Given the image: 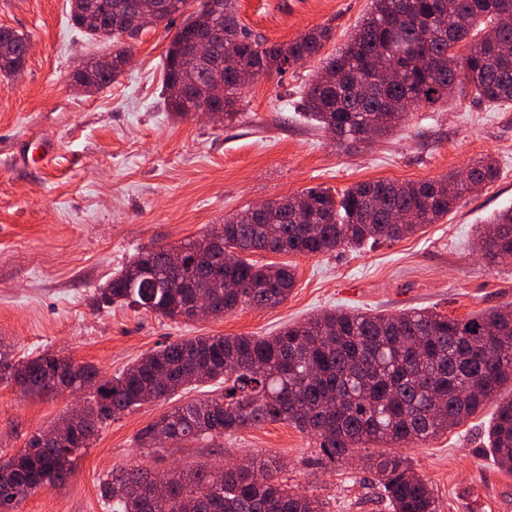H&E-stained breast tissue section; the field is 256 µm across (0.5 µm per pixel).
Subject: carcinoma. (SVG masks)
<instances>
[{
  "mask_svg": "<svg viewBox=\"0 0 512 512\" xmlns=\"http://www.w3.org/2000/svg\"><path fill=\"white\" fill-rule=\"evenodd\" d=\"M137 0H70L71 19L97 37L112 28L114 72L87 63L75 80L101 89L115 79L128 47L147 28L169 22L187 0H156L148 15H136ZM196 17L197 31L210 36L211 57L196 56L180 29L166 55L162 86L168 106L187 114L224 83V103L212 106L219 121L238 113L236 65L255 76L282 74L316 58L332 38L329 26L298 38L268 42L242 24L238 0H211ZM481 38L458 55L453 48ZM512 0H372V9L335 56L326 59L302 99L305 114L338 143L355 144L394 131L410 111L453 92L473 93L512 105ZM26 38L0 27V73L13 75L26 61ZM429 59L418 66L404 50ZM498 176L489 157L465 174L423 182H360L336 195L311 187L270 202L254 219H224V238L213 231L174 246L137 253L99 289L97 302L143 309L159 317L191 318L198 296L213 302L214 316L240 307H274L287 300L295 272L287 264L245 257L264 251L313 257L338 247L398 241L452 211L470 184ZM412 211L418 220L396 226L392 213ZM477 249L491 264L512 261V208L491 219L477 235ZM183 253L172 268L167 254ZM22 393L77 392L96 386L83 401L76 428L63 442L34 434L25 448L0 462V508L15 512L27 497L55 486L73 471L77 453L116 415L148 400L166 398L190 384L214 382L224 392L176 406L143 428L141 448L165 442L201 441L268 422H288L318 438L320 454L342 462L372 441L411 443L455 428L493 401L486 451L512 471V397L498 398L512 382V307L489 309L463 319L430 309L396 315L326 311L282 328L272 336H198L164 344L113 378L96 366L46 352L14 361L0 350V382ZM390 512H436L429 483L408 459L394 454L362 456ZM285 464L249 456L215 473L200 466L161 477L133 466L112 474L102 496L112 512H324V503L281 481ZM166 491L163 504L154 490Z\"/></svg>",
  "mask_w": 512,
  "mask_h": 512,
  "instance_id": "cac0c4a2",
  "label": "carcinoma"
}]
</instances>
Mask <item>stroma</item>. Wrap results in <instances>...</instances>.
<instances>
[{"instance_id": "35a3bbf8", "label": "stroma", "mask_w": 512, "mask_h": 512, "mask_svg": "<svg viewBox=\"0 0 512 512\" xmlns=\"http://www.w3.org/2000/svg\"><path fill=\"white\" fill-rule=\"evenodd\" d=\"M371 0H240L253 36L287 42L330 26L319 58L243 86L233 122L168 110L164 59L176 29L145 31L114 82L87 91L72 80L104 51L70 17V0H0V27L27 38L23 69L0 75V344L15 359L51 352L115 376L163 344L196 336H270L328 310L391 315L428 308L464 318L512 306V261L488 264L473 246L480 224L512 207V106L451 95L409 113L382 138L345 149L301 114L305 86L368 13ZM48 146L46 163L27 156ZM493 158L498 178L466 193L448 217L396 242L320 256L257 251L261 264L295 271L287 300L223 317L171 320L125 306L98 308L95 293L140 249L199 237L254 204L310 187L335 192L364 181L420 182ZM189 385L166 400L117 415L61 484L28 497L21 512H110L102 485L139 466L222 468L249 454L279 457L289 484L325 501L326 512H389L359 461L325 463L317 440L285 422L210 442L138 447L137 433L171 408L209 397ZM75 394L38 397L0 383V458L68 411ZM494 410L422 443L372 442L369 452L409 457L429 482L437 512H512V472L485 453Z\"/></svg>"}]
</instances>
